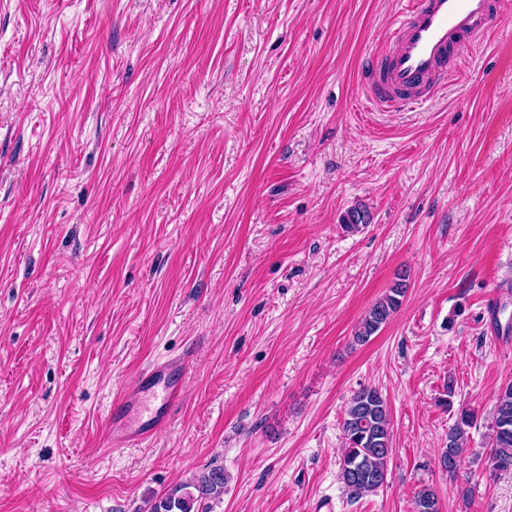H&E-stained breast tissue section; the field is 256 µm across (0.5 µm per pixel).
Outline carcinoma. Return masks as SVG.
Returning <instances> with one entry per match:
<instances>
[{"label":"carcinoma","instance_id":"carcinoma-1","mask_svg":"<svg viewBox=\"0 0 512 512\" xmlns=\"http://www.w3.org/2000/svg\"><path fill=\"white\" fill-rule=\"evenodd\" d=\"M370 223V215L361 205L351 207L343 227L355 231ZM407 284L396 282L389 293L378 299L365 313L353 334L354 342L364 344L399 310ZM476 415L462 410L448 429V450L441 454L442 469L456 471L466 452L469 429ZM344 448L339 462V476L354 496L372 492L387 480L393 454L389 409L382 393L372 386H361L347 404L342 424ZM487 459L497 471L512 470V384L500 388L496 397ZM224 495V469L214 467L160 498L151 512H208V501ZM414 512H439L435 491L425 487L414 498Z\"/></svg>","mask_w":512,"mask_h":512}]
</instances>
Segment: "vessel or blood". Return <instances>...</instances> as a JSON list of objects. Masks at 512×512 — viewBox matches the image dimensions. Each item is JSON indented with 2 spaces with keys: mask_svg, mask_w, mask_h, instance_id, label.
<instances>
[{
  "mask_svg": "<svg viewBox=\"0 0 512 512\" xmlns=\"http://www.w3.org/2000/svg\"><path fill=\"white\" fill-rule=\"evenodd\" d=\"M490 22V0H409L367 83L368 102L382 112L426 103L461 75L451 50L483 39ZM187 369L183 354L150 363L129 380L108 413L107 447L134 446L165 429L183 399Z\"/></svg>",
  "mask_w": 512,
  "mask_h": 512,
  "instance_id": "b4317fda",
  "label": "vessel or blood"
}]
</instances>
